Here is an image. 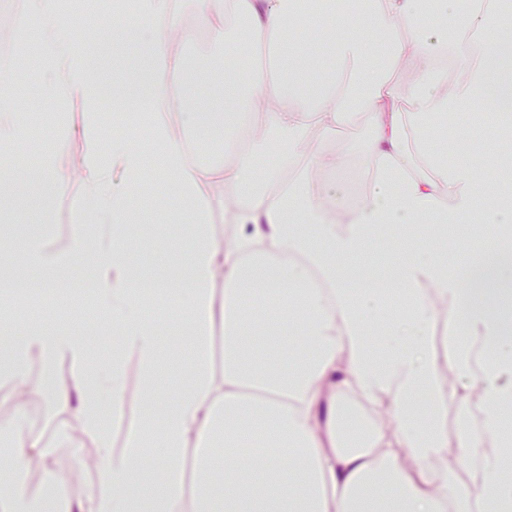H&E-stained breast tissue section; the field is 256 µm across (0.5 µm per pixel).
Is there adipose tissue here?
Segmentation results:
<instances>
[{"label": "adipose tissue", "instance_id": "1", "mask_svg": "<svg viewBox=\"0 0 512 512\" xmlns=\"http://www.w3.org/2000/svg\"><path fill=\"white\" fill-rule=\"evenodd\" d=\"M212 25L209 41L228 43L229 20L249 26L247 41L231 44L224 78L195 67L189 31L173 32L171 0H138L152 27L139 70L120 72L122 34L79 56L58 0H22L20 20L33 25L53 64L47 84L56 99L81 95L98 114L104 98H143L149 134L163 166L158 180L174 178L187 235L176 247L169 284L181 301L177 335L194 340L186 382L175 395L159 385L162 346L144 311L152 294L125 261L133 220L129 192L143 175L134 140L103 148L89 135L81 162V192L68 255L46 238L17 243L29 274L47 287L70 279L82 259L94 307L118 336L110 356L93 362L85 336L58 324L24 327L0 342V380L25 382L29 363L84 370L79 398L66 387L53 396L69 408L81 433L93 436L105 477L78 512H499L512 501V429L494 411L512 406V194L491 189L469 158H448L437 142L460 105L496 111L500 141H512V40L488 44L485 28L512 12V0L442 10L438 0H198ZM338 30L321 52L308 53L294 27L300 15ZM442 27L428 44L423 30ZM448 56L449 65L419 68L408 92L391 74L422 56ZM211 87L189 123L175 121L170 88ZM370 128L367 148L372 190L358 205L337 196L345 213L325 214L310 175L309 154L321 136ZM224 131L227 162L204 165L190 149L199 129ZM282 146L268 158L271 136ZM125 189H118L114 176ZM233 188L231 246L215 240L210 221L223 200L216 184ZM27 191L43 203L38 223L50 225L55 203L69 184L52 169ZM479 224L504 245L473 263L462 279L448 276V233ZM388 257L366 260L364 242L391 227ZM224 294L216 296V280ZM462 313L464 329L448 342L450 364L483 389L489 410L481 430L458 387L440 380L433 301ZM224 323V364L214 372L207 356L215 317ZM290 324L301 340L287 343ZM487 360L474 367L471 343ZM134 356L151 401L127 448L114 450L101 396L122 392L123 361ZM394 410L397 429L364 427L352 396ZM456 407L458 443L483 448L482 478L461 484L455 469L437 473L430 461L448 451V409ZM9 468L0 470V512H58L32 498L24 479L32 457L42 461L45 486L56 488L53 452L25 425L13 430ZM409 450L416 460L401 459ZM126 481L114 495L111 480Z\"/></svg>", "mask_w": 512, "mask_h": 512}]
</instances>
